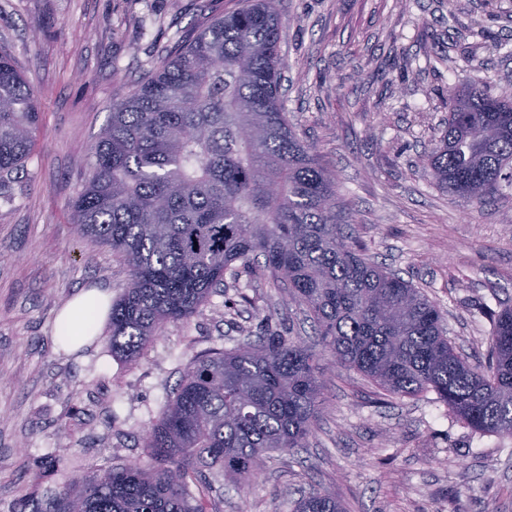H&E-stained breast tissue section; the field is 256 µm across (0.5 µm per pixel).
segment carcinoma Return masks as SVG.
<instances>
[{"instance_id": "1", "label": "carcinoma", "mask_w": 512, "mask_h": 512, "mask_svg": "<svg viewBox=\"0 0 512 512\" xmlns=\"http://www.w3.org/2000/svg\"><path fill=\"white\" fill-rule=\"evenodd\" d=\"M274 0H242L159 62L91 148L70 208L81 237L129 272L112 304V354L131 361L169 322H188L224 275L260 276L306 308L321 350L279 333L195 357L140 460L63 484L31 512H208L217 469L246 484L274 452L303 448L325 357L387 395L434 392L480 433L512 435V307L494 314L488 361L448 339L438 306L368 260L336 219V180L288 121ZM423 159L433 182L482 206L512 187V86L450 93ZM34 91L0 54V174L23 169L40 124ZM293 512H344L314 489Z\"/></svg>"}]
</instances>
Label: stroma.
I'll return each instance as SVG.
<instances>
[{
	"label": "stroma",
	"mask_w": 512,
	"mask_h": 512,
	"mask_svg": "<svg viewBox=\"0 0 512 512\" xmlns=\"http://www.w3.org/2000/svg\"><path fill=\"white\" fill-rule=\"evenodd\" d=\"M240 0H0V52L36 91L41 124L22 171L0 179V512L46 499L94 465L144 454L198 352L272 332L316 346L302 306L261 279H225L200 313L170 323L140 357L96 338L72 352L53 340L81 290L119 299L126 269L88 250L69 202L91 174L90 149L113 97ZM284 105L331 167L350 234L374 262L421 288L470 362L487 359L490 312L512 306V189L484 208L449 195L421 157L448 117V90L481 77L512 85V0H275ZM306 447L274 454L240 487L217 476L214 512H292L315 487L348 512H512V436L472 430L434 393L380 398L356 370L329 365ZM73 467L45 473L42 457Z\"/></svg>",
	"instance_id": "stroma-1"
}]
</instances>
